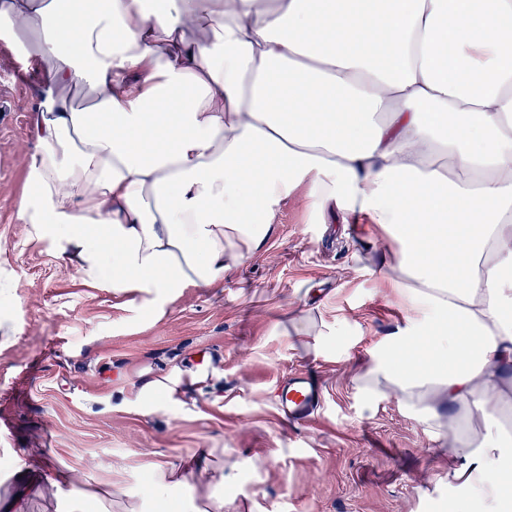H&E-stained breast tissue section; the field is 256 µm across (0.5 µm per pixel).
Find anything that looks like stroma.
<instances>
[{
	"label": "stroma",
	"instance_id": "obj_1",
	"mask_svg": "<svg viewBox=\"0 0 512 512\" xmlns=\"http://www.w3.org/2000/svg\"><path fill=\"white\" fill-rule=\"evenodd\" d=\"M42 76L35 51L0 46V495L24 476L23 512H86L83 492L104 486L107 512H450L447 438L392 390L357 389L407 316L382 276L385 234L321 223L304 186L222 287L127 302L17 219ZM297 371L322 403L293 424L272 394ZM149 381L165 395L146 410ZM172 464L184 483L151 495Z\"/></svg>",
	"mask_w": 512,
	"mask_h": 512
}]
</instances>
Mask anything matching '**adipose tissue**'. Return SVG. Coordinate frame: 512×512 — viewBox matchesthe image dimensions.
<instances>
[{
	"instance_id": "obj_1",
	"label": "adipose tissue",
	"mask_w": 512,
	"mask_h": 512,
	"mask_svg": "<svg viewBox=\"0 0 512 512\" xmlns=\"http://www.w3.org/2000/svg\"><path fill=\"white\" fill-rule=\"evenodd\" d=\"M41 40L17 217L115 290L221 285L282 198L359 216L409 303L360 380L428 398L448 481L502 512L512 440V0H0Z\"/></svg>"
}]
</instances>
